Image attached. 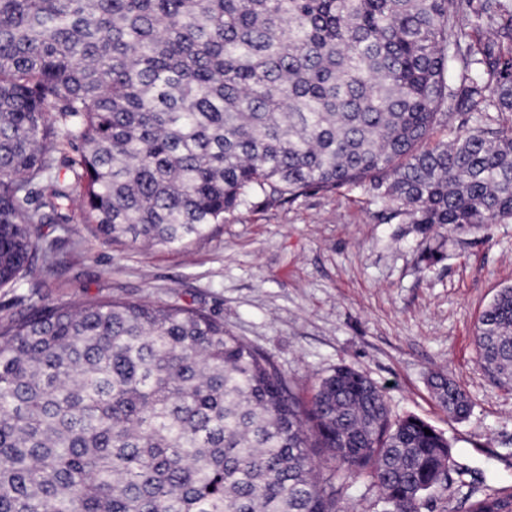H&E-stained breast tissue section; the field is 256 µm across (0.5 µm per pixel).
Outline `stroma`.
Wrapping results in <instances>:
<instances>
[{
	"label": "stroma",
	"instance_id": "35a3bbf8",
	"mask_svg": "<svg viewBox=\"0 0 512 512\" xmlns=\"http://www.w3.org/2000/svg\"><path fill=\"white\" fill-rule=\"evenodd\" d=\"M364 188L244 208L182 249L115 244L90 224H42L50 267L0 288V321L34 305L79 306L112 297L210 312L269 355L301 396L336 366L382 387L392 415L420 417L453 450L446 500L428 512H467L473 479L512 481V387L481 369L475 326L512 285V220L479 230L422 232L381 218ZM443 257L426 264V245ZM453 378L472 401L449 419L428 384Z\"/></svg>",
	"mask_w": 512,
	"mask_h": 512
}]
</instances>
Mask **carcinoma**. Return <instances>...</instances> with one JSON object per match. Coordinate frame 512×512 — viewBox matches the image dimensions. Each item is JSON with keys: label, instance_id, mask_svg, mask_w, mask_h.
<instances>
[{"label": "carcinoma", "instance_id": "1", "mask_svg": "<svg viewBox=\"0 0 512 512\" xmlns=\"http://www.w3.org/2000/svg\"><path fill=\"white\" fill-rule=\"evenodd\" d=\"M0 0V288L37 224L185 248L224 215L366 186L423 230L512 220V9L482 0ZM475 122L425 148L459 91ZM512 386V286L481 315ZM437 403L470 402L445 374ZM429 429L427 435L424 429ZM451 445L338 366L309 403L197 308L109 298L0 322V512H424ZM468 512H512V485ZM372 493L366 491L362 481L352 484L344 494L346 505L349 508L347 512H368Z\"/></svg>", "mask_w": 512, "mask_h": 512}]
</instances>
